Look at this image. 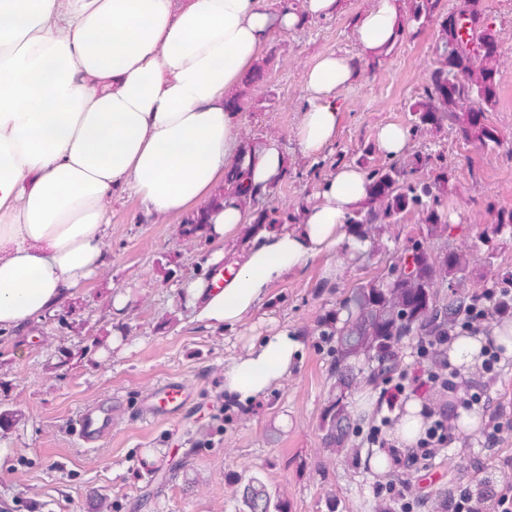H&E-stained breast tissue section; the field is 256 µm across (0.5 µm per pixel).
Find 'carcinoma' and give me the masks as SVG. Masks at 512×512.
<instances>
[{
	"instance_id": "obj_1",
	"label": "carcinoma",
	"mask_w": 512,
	"mask_h": 512,
	"mask_svg": "<svg viewBox=\"0 0 512 512\" xmlns=\"http://www.w3.org/2000/svg\"><path fill=\"white\" fill-rule=\"evenodd\" d=\"M402 33L416 36L426 26H438L434 68L421 96L410 105L417 130L438 131L445 126L458 130L467 142L498 144L497 130L485 119L499 101L497 57L499 42L486 22L482 0H464L465 10L474 20L477 45L470 48L463 39L455 18L445 11L442 0H403ZM461 75L455 88L448 89L450 78ZM435 165L439 169L433 182L412 181L411 171L395 163L366 166L372 184L371 203L348 219L352 232L361 237L372 224H397L405 214L423 215L422 231L414 238L407 256L400 257L387 276L354 288V311L339 334L334 349V372L343 384L355 378L351 360L367 358L368 378L379 379L384 366L397 354V346L410 336H443L465 297H450L439 302L436 282L454 280L465 268L454 253L435 257L425 246L427 239L448 227L443 209L448 189V164L440 155L417 156L414 167ZM224 198H234L242 206L255 200L245 185V171L234 169L225 179ZM321 431L326 449L336 452L349 431L346 395L340 393L325 414ZM248 512H288V502L274 498L255 477L240 490Z\"/></svg>"
}]
</instances>
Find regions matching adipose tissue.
Instances as JSON below:
<instances>
[{
	"mask_svg": "<svg viewBox=\"0 0 512 512\" xmlns=\"http://www.w3.org/2000/svg\"><path fill=\"white\" fill-rule=\"evenodd\" d=\"M341 0H0V331L22 330L59 308L108 263L114 198L141 203V218L204 215L222 248L183 297L206 327L245 324L270 288L326 257L336 273L347 219L371 189L355 165L332 168L297 223L259 229L224 251L254 220L215 205L236 162L253 194L282 179L277 142L245 149L226 100L275 35L336 15ZM400 0H372L354 25L359 53L328 52L305 72L296 136L322 156L340 122L336 97L360 76V60L400 35ZM302 348L282 330L250 343L224 368L239 401L286 378Z\"/></svg>",
	"mask_w": 512,
	"mask_h": 512,
	"instance_id": "ef3b65f1",
	"label": "adipose tissue"
}]
</instances>
